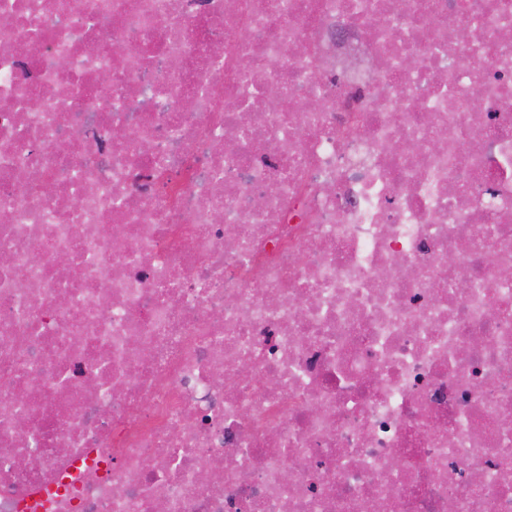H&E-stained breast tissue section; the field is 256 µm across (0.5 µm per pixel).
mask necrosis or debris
<instances>
[{
  "instance_id": "obj_1",
  "label": "necrosis or debris",
  "mask_w": 512,
  "mask_h": 512,
  "mask_svg": "<svg viewBox=\"0 0 512 512\" xmlns=\"http://www.w3.org/2000/svg\"><path fill=\"white\" fill-rule=\"evenodd\" d=\"M1 210L0 512H512V0H0Z\"/></svg>"
}]
</instances>
